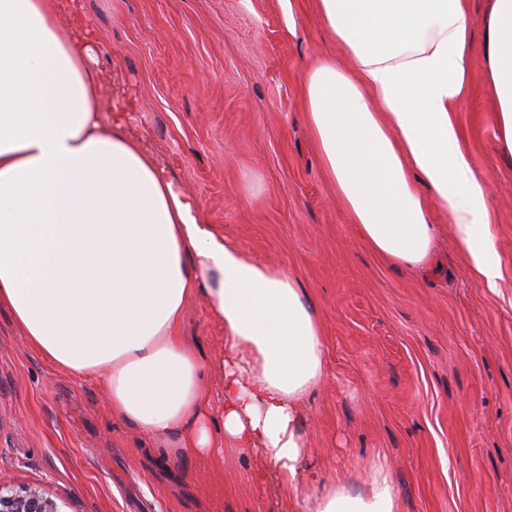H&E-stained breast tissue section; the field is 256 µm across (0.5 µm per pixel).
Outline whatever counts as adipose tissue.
<instances>
[{"instance_id":"obj_1","label":"adipose tissue","mask_w":512,"mask_h":512,"mask_svg":"<svg viewBox=\"0 0 512 512\" xmlns=\"http://www.w3.org/2000/svg\"><path fill=\"white\" fill-rule=\"evenodd\" d=\"M470 0H315L352 68L304 74L324 173L370 250L417 268L444 214L474 278H503L496 201L459 113L486 61L495 139L512 157V0H493L475 47ZM76 0H0V305L57 368L102 381L115 416L204 453L256 448L301 512H398L382 462L366 492L306 464V401L327 374L304 288L201 223L153 157L112 119ZM205 294L224 323V420L180 334Z\"/></svg>"}]
</instances>
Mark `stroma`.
<instances>
[{"label": "stroma", "mask_w": 512, "mask_h": 512, "mask_svg": "<svg viewBox=\"0 0 512 512\" xmlns=\"http://www.w3.org/2000/svg\"><path fill=\"white\" fill-rule=\"evenodd\" d=\"M80 19L121 120L202 222L314 302L328 374L301 426L309 464L363 493L384 460L399 512H512V159L497 153L483 55L460 119L497 200L494 290L447 227L416 273L349 224L303 116L307 65L342 53L313 0H81ZM181 334L223 358L205 297ZM0 477L58 512H296L255 451L162 448L115 418L108 389L55 367L4 307Z\"/></svg>", "instance_id": "35a3bbf8"}]
</instances>
